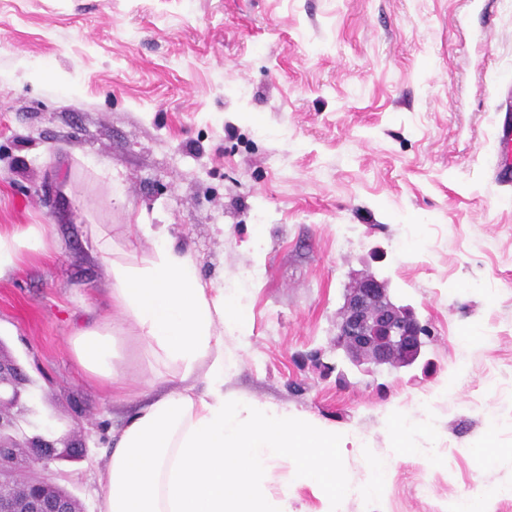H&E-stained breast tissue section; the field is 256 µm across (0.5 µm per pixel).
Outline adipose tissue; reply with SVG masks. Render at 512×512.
I'll return each mask as SVG.
<instances>
[{"label": "adipose tissue", "instance_id": "obj_1", "mask_svg": "<svg viewBox=\"0 0 512 512\" xmlns=\"http://www.w3.org/2000/svg\"><path fill=\"white\" fill-rule=\"evenodd\" d=\"M140 230L154 251L137 258L115 247L109 230L89 225L110 276L107 311L75 332L73 351L82 372L111 393L128 387L113 364L120 332L138 330L175 369L147 380L154 397L112 435L99 512H288L262 480L292 448L306 452L312 479L341 486L330 463L335 436L225 395L224 334L243 332L241 314L223 289L198 278L190 250L151 225ZM50 256L49 225L0 227V280Z\"/></svg>", "mask_w": 512, "mask_h": 512}]
</instances>
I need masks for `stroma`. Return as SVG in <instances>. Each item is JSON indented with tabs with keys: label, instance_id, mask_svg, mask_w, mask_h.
<instances>
[{
	"label": "stroma",
	"instance_id": "35a3bbf8",
	"mask_svg": "<svg viewBox=\"0 0 512 512\" xmlns=\"http://www.w3.org/2000/svg\"><path fill=\"white\" fill-rule=\"evenodd\" d=\"M480 3L0 0V226L48 224L60 244L0 280V354L31 379L17 434L84 448L44 471L83 512L142 379L173 368L129 331L114 363L130 393L79 370L71 337L109 286L91 224L139 253L152 243L133 227L152 225L237 305L226 394L360 440L336 454L343 512H453L476 491L512 512V188L492 174L512 0L487 24ZM365 269L429 324L420 363L368 374L332 349ZM302 466L274 462L266 493L329 512Z\"/></svg>",
	"mask_w": 512,
	"mask_h": 512
}]
</instances>
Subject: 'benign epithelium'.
<instances>
[{
	"instance_id": "benign-epithelium-1",
	"label": "benign epithelium",
	"mask_w": 512,
	"mask_h": 512,
	"mask_svg": "<svg viewBox=\"0 0 512 512\" xmlns=\"http://www.w3.org/2000/svg\"><path fill=\"white\" fill-rule=\"evenodd\" d=\"M430 336L428 326L410 307L399 306L391 299L386 279L372 272L354 276L344 296L334 337L336 350L349 363L375 369L407 368L422 356ZM18 384L15 365L0 358V434L14 426L12 409L20 398ZM9 447L11 443L0 440V481H13L19 472L17 455L8 452ZM72 452L68 445L59 448L39 438L22 446V456L33 470ZM17 487L24 491L13 498L0 497V512H74L69 501L58 495L55 484L45 478Z\"/></svg>"
}]
</instances>
